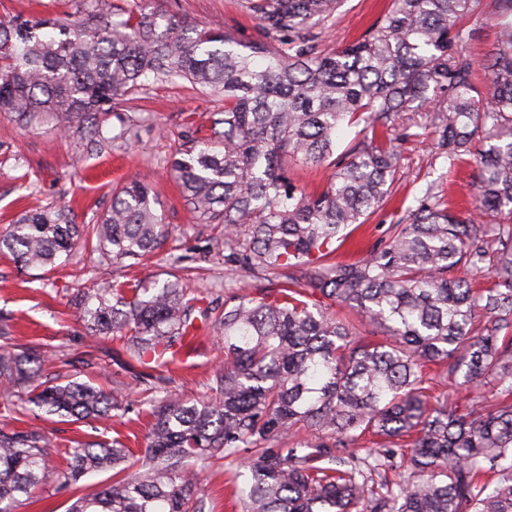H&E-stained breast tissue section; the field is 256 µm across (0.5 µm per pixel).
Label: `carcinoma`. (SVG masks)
<instances>
[{
	"instance_id": "cac0c4a2",
	"label": "carcinoma",
	"mask_w": 512,
	"mask_h": 512,
	"mask_svg": "<svg viewBox=\"0 0 512 512\" xmlns=\"http://www.w3.org/2000/svg\"><path fill=\"white\" fill-rule=\"evenodd\" d=\"M245 4L258 24L247 44L158 11L0 24V112L30 123L55 116L80 128L150 79L223 97L209 140L186 141L171 168L198 221L224 225L226 263L283 277L251 292L229 282L222 307L174 272L152 288L84 294L89 333L120 336L137 363L210 322L224 336V366L207 401L168 391L148 401L137 458L116 439L71 449L59 488L108 468L115 480L78 494L68 512H207L199 475L242 446L255 448L247 512H512V0H495L503 23L484 85L463 23L480 0H389L358 38L331 49L320 34L341 0ZM423 120L448 167L474 163V212L454 210L443 183L430 181L366 257L336 259L390 201L404 144ZM343 125L356 131L339 152ZM288 157L332 177L306 192L282 165ZM167 234L152 185L136 177L95 224H73L60 209L25 212L0 235V252L49 271L80 237L123 261L159 249ZM489 256L494 280L475 288L469 273ZM315 294L355 310L382 339L309 305ZM44 362L37 344H15L0 328L4 410L100 421L122 409L118 392L48 378ZM429 363L446 365L469 396L464 408L427 394ZM489 380L500 389L494 401L474 395ZM297 427L314 435L307 447H259ZM367 431L409 443L355 447ZM55 451L41 427L0 428V512L32 497ZM397 454L394 469L408 475L368 492L367 458Z\"/></svg>"
}]
</instances>
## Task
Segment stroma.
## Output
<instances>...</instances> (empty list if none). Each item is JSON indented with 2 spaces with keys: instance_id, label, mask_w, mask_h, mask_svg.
I'll return each instance as SVG.
<instances>
[{
  "instance_id": "1",
  "label": "stroma",
  "mask_w": 512,
  "mask_h": 512,
  "mask_svg": "<svg viewBox=\"0 0 512 512\" xmlns=\"http://www.w3.org/2000/svg\"><path fill=\"white\" fill-rule=\"evenodd\" d=\"M387 4L388 0H344L335 26L323 35L326 46L358 37ZM115 9L176 14L193 23L233 30L243 42L258 32L256 20L242 9L240 0H0V21ZM223 108L221 98L180 80L154 83L141 93L121 97L112 111L97 115L95 135L86 129L59 130L52 118L30 124L0 114V233L24 211L40 208L64 209L76 224L96 223L109 210L114 188L139 175L149 176L157 209L169 229L159 253L140 260L116 262L79 244L46 273L20 267L0 254V325L16 342L41 345L48 357V376L60 374L119 391L131 405L129 412L104 425L50 417L45 426L53 433L57 452L47 463L49 478L39 496L19 512H67L74 492L59 489L55 474L65 467L76 442L116 438L134 451L144 450L148 418L140 405L146 388L143 374L167 377L169 391L194 400L207 395L212 374L223 365L224 351L209 325L184 346L180 363L130 365L125 356L113 352L111 342L90 336L74 303L90 288L116 283L145 287L164 281L168 271L180 266L203 269L188 283L193 293L221 291L227 273L221 232L196 219L170 162L184 142L203 135L214 113ZM124 124L132 129L125 140L118 136ZM436 178L442 179L452 200L471 203L476 168L449 169L434 155L426 136L412 138L404 151L395 197L353 233L338 257L366 255ZM251 456L250 449H240L237 457L214 464L199 477L196 491L210 512H246L237 490L245 485V464Z\"/></svg>"
}]
</instances>
